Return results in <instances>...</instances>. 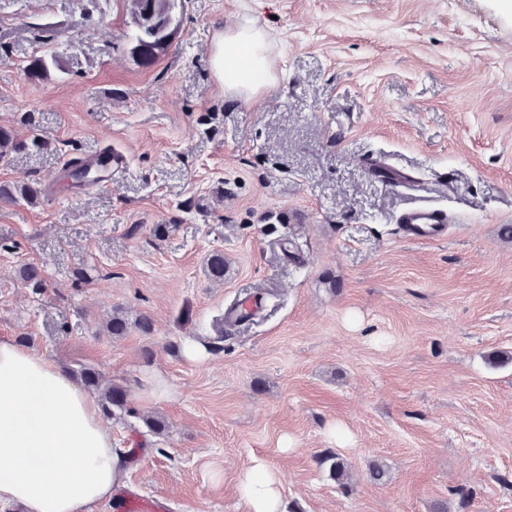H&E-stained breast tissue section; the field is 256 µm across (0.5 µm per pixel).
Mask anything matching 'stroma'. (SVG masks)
<instances>
[{
	"mask_svg": "<svg viewBox=\"0 0 512 512\" xmlns=\"http://www.w3.org/2000/svg\"><path fill=\"white\" fill-rule=\"evenodd\" d=\"M240 25L277 76L250 100L210 67ZM132 28L128 0H0V128L48 143L0 160V184L38 192L0 199V339L123 385L135 414L109 420L113 447L167 419L122 487L168 512H243L256 457L287 512H512V0H186L150 63ZM113 148L111 185L72 186L70 164ZM424 201L447 236L401 238ZM116 309L151 335L108 336ZM19 280L30 288L33 294H40L47 288V280L44 271L33 264H23L17 269ZM260 295L256 294L250 300L230 306L224 313V322L226 326H233L245 318L255 315L260 308Z\"/></svg>",
	"mask_w": 512,
	"mask_h": 512,
	"instance_id": "35a3bbf8",
	"label": "stroma"
}]
</instances>
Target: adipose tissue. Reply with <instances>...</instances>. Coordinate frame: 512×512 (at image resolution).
<instances>
[{"mask_svg": "<svg viewBox=\"0 0 512 512\" xmlns=\"http://www.w3.org/2000/svg\"><path fill=\"white\" fill-rule=\"evenodd\" d=\"M265 33H219L211 67L225 91L249 98L275 82ZM126 473L96 400L47 357L0 340V504L21 512H87ZM247 512H283L279 476L262 460L238 477Z\"/></svg>", "mask_w": 512, "mask_h": 512, "instance_id": "1", "label": "adipose tissue"}]
</instances>
